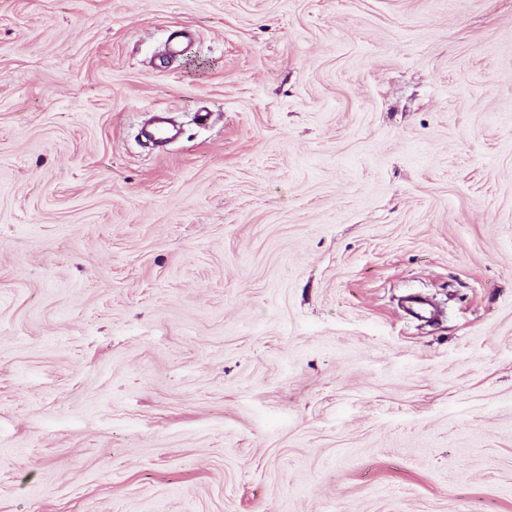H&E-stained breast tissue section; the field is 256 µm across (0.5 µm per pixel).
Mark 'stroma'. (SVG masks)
Returning a JSON list of instances; mask_svg holds the SVG:
<instances>
[{
    "label": "stroma",
    "mask_w": 512,
    "mask_h": 512,
    "mask_svg": "<svg viewBox=\"0 0 512 512\" xmlns=\"http://www.w3.org/2000/svg\"><path fill=\"white\" fill-rule=\"evenodd\" d=\"M0 512H512V0H0Z\"/></svg>",
    "instance_id": "stroma-1"
}]
</instances>
